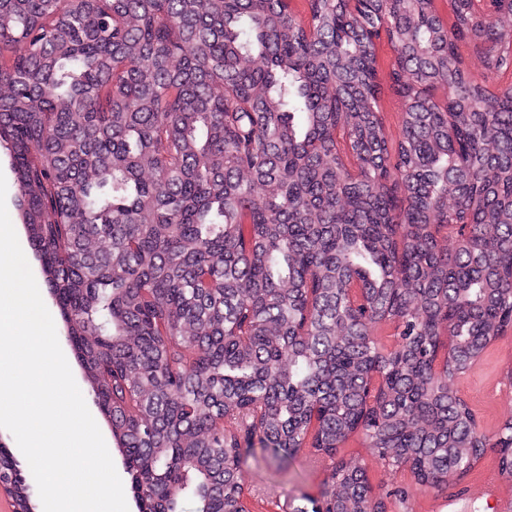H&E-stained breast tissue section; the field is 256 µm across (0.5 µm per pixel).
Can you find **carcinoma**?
Returning a JSON list of instances; mask_svg holds the SVG:
<instances>
[{
  "label": "carcinoma",
  "mask_w": 512,
  "mask_h": 512,
  "mask_svg": "<svg viewBox=\"0 0 512 512\" xmlns=\"http://www.w3.org/2000/svg\"><path fill=\"white\" fill-rule=\"evenodd\" d=\"M0 147L139 512H243L255 446L385 512L354 434L419 485L512 480V417L455 389L512 328V0H0ZM0 479L34 512L2 442ZM381 109L386 116L387 130L389 135L395 137L398 133L397 117L398 113L402 112V102L390 93H385L380 101Z\"/></svg>",
  "instance_id": "1"
}]
</instances>
